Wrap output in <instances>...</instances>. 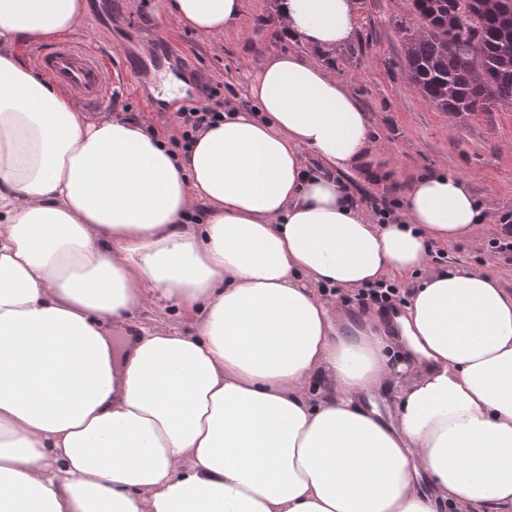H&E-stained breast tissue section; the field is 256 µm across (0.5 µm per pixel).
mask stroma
<instances>
[{"label": "stroma", "mask_w": 512, "mask_h": 512, "mask_svg": "<svg viewBox=\"0 0 512 512\" xmlns=\"http://www.w3.org/2000/svg\"><path fill=\"white\" fill-rule=\"evenodd\" d=\"M238 28L209 38L183 28L169 17L154 25L144 16L160 10L162 0H85L84 21L77 36L111 52L114 64L127 59L154 61L178 51L192 80L217 89L225 102L250 106L248 87L256 64L270 52L290 50L328 68L371 112L377 122L390 179L378 185L350 180L358 203L367 211L397 209L410 180L421 173L444 169L466 179L471 191L500 226L503 199H512V105L487 112L453 115L427 103L407 78L399 27L409 22L399 0H355L357 27L353 37L322 56L285 39L274 22L275 0H243ZM146 92L125 90L107 113H120L167 137L181 151L174 134L179 125L171 106L148 111ZM490 234H479L442 250V263L480 267L512 289V265L496 259Z\"/></svg>", "instance_id": "1"}]
</instances>
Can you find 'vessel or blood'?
<instances>
[{
    "label": "vessel or blood",
    "mask_w": 512,
    "mask_h": 512,
    "mask_svg": "<svg viewBox=\"0 0 512 512\" xmlns=\"http://www.w3.org/2000/svg\"><path fill=\"white\" fill-rule=\"evenodd\" d=\"M30 60L47 79L65 88L81 105L94 109L107 104L113 85L141 81L147 74L139 69L115 71L112 56L94 50L83 38H75L47 47L35 48Z\"/></svg>",
    "instance_id": "b4317fda"
}]
</instances>
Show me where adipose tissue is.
<instances>
[{
	"label": "adipose tissue",
	"instance_id": "adipose-tissue-1",
	"mask_svg": "<svg viewBox=\"0 0 512 512\" xmlns=\"http://www.w3.org/2000/svg\"><path fill=\"white\" fill-rule=\"evenodd\" d=\"M242 9L165 3L214 38ZM83 15L0 0V512H512V290L429 257L490 226L466 180L416 175L371 219L342 177L387 179L374 117L284 51L185 151L89 117L15 52ZM276 21L329 52L354 2L277 0ZM405 279L402 311L334 303ZM158 300L176 322L116 352Z\"/></svg>",
	"mask_w": 512,
	"mask_h": 512
}]
</instances>
